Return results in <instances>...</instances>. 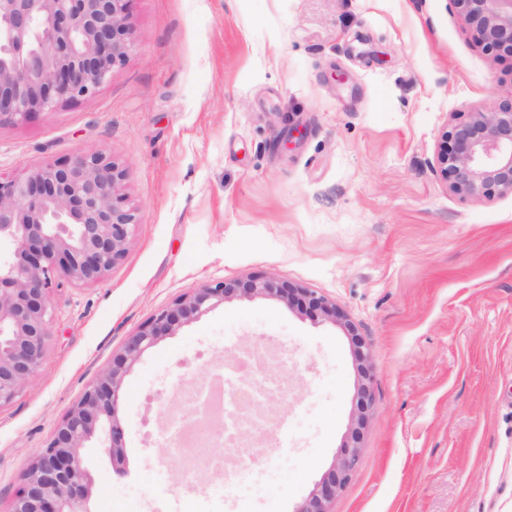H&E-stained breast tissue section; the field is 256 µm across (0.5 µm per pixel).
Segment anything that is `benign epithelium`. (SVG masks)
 <instances>
[{
	"mask_svg": "<svg viewBox=\"0 0 512 512\" xmlns=\"http://www.w3.org/2000/svg\"><path fill=\"white\" fill-rule=\"evenodd\" d=\"M131 0H0V123L93 94L112 81L133 51ZM475 32L481 49L512 58V0H450ZM438 171L462 198L512 195V90L487 111L477 110L443 133ZM128 170L103 155L38 168L23 179H0V408L13 403L44 363L52 336V298L62 287L93 284L124 257L138 224L119 189ZM275 299L306 305L344 328L363 383L359 414L346 447L293 512H331L330 504L359 461L372 403L369 351L354 325L327 298L276 277L251 276L196 289L152 315L54 428L21 476L9 512H89L91 477L82 448L93 443L117 466L125 432L116 415L124 376L165 336L236 299Z\"/></svg>",
	"mask_w": 512,
	"mask_h": 512,
	"instance_id": "benign-epithelium-1",
	"label": "benign epithelium"
}]
</instances>
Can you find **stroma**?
<instances>
[{
    "mask_svg": "<svg viewBox=\"0 0 512 512\" xmlns=\"http://www.w3.org/2000/svg\"><path fill=\"white\" fill-rule=\"evenodd\" d=\"M135 48L92 96L0 125V176L102 154L139 221L96 284L54 299L46 359L0 408V512L126 339L178 297L274 276L336 304L370 348L373 402L332 512H512V195L437 174L453 118L512 88L449 0H132ZM289 351L279 428L219 494L170 475L184 388L254 343ZM348 336L272 299L184 324L126 376L125 461L86 449L90 512H294L357 409Z\"/></svg>",
    "mask_w": 512,
    "mask_h": 512,
    "instance_id": "1",
    "label": "stroma"
}]
</instances>
